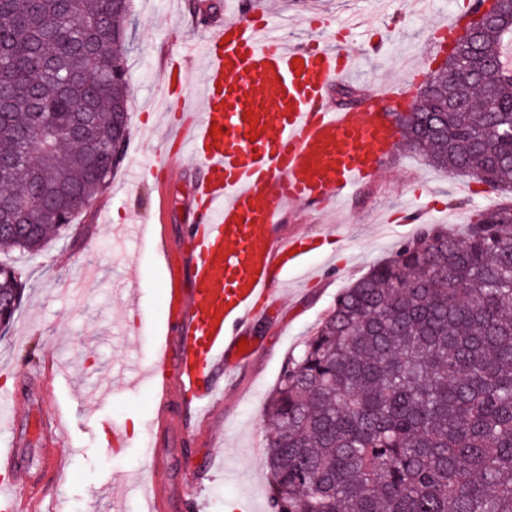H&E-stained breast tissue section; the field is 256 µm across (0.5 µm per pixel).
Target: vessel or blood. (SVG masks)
<instances>
[{"mask_svg":"<svg viewBox=\"0 0 512 512\" xmlns=\"http://www.w3.org/2000/svg\"><path fill=\"white\" fill-rule=\"evenodd\" d=\"M194 60L203 72L200 102L192 107L187 73ZM353 64L332 41L288 39L256 6L166 59L163 83L180 114L171 136L204 170L187 229L190 286L152 364L163 395L177 392L194 404V417L181 422L184 436L204 422L219 381L259 351L253 319L282 305L284 268L306 245L301 237L276 236L288 206L348 198L397 142L378 108L408 99L407 85L381 89L362 108L329 104L330 88ZM148 455L151 503L162 512L167 452L156 444Z\"/></svg>","mask_w":512,"mask_h":512,"instance_id":"obj_1","label":"vessel or blood"}]
</instances>
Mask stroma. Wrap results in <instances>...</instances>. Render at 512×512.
Masks as SVG:
<instances>
[{
    "instance_id": "1",
    "label": "stroma",
    "mask_w": 512,
    "mask_h": 512,
    "mask_svg": "<svg viewBox=\"0 0 512 512\" xmlns=\"http://www.w3.org/2000/svg\"><path fill=\"white\" fill-rule=\"evenodd\" d=\"M457 2L431 0L415 17L405 0H388L382 11L374 0H275L273 8L291 18L287 33L297 41L319 38L324 17L354 10L365 15V26L341 44L370 55L346 80L366 94L405 81L419 89L422 72L443 56L436 24ZM189 3L133 0L137 30L127 56L131 138L125 165L109 188L76 218L68 235L44 250L0 247V262L11 264L26 285L11 330L0 335V405L12 394L26 401L14 420H0V448H20L25 470L10 475L0 468V478L24 485L27 512H147L154 384L144 378L116 382L111 374L150 364L177 313L172 296L188 285L183 230L194 221L201 169L180 156L140 183L130 169L166 147L171 118L161 106V67L169 53L205 29ZM505 202L512 203V189L433 168L399 144L370 183L348 198L344 211L292 208L279 233L326 241V250L304 258L318 276L288 283L285 309L253 322L262 355L225 384L194 438L186 441L176 432L166 437L168 512H231L244 498L255 512H270V476L262 466L265 408L288 357L344 288L418 231L443 227L463 235L477 211ZM411 206L422 217L408 224L403 211ZM160 236L170 244L172 262L155 246ZM56 404L71 410L72 421L61 444L67 462L55 476L40 473L39 464L51 445L42 423ZM107 428L119 430L121 451L109 450ZM211 456L224 467L208 482L198 510H191L184 492L196 467Z\"/></svg>"
}]
</instances>
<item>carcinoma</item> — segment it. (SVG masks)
Wrapping results in <instances>:
<instances>
[{"label": "carcinoma", "mask_w": 512, "mask_h": 512, "mask_svg": "<svg viewBox=\"0 0 512 512\" xmlns=\"http://www.w3.org/2000/svg\"><path fill=\"white\" fill-rule=\"evenodd\" d=\"M132 2L0 0V181L36 202L8 248L63 235L123 166L130 141ZM512 0L467 54L433 70L398 116L434 167L512 186ZM91 115L89 137L69 130ZM25 287L0 264V298ZM264 465L272 512H512V206L476 214L460 237L424 230L336 296L288 357L269 399Z\"/></svg>", "instance_id": "obj_1"}]
</instances>
